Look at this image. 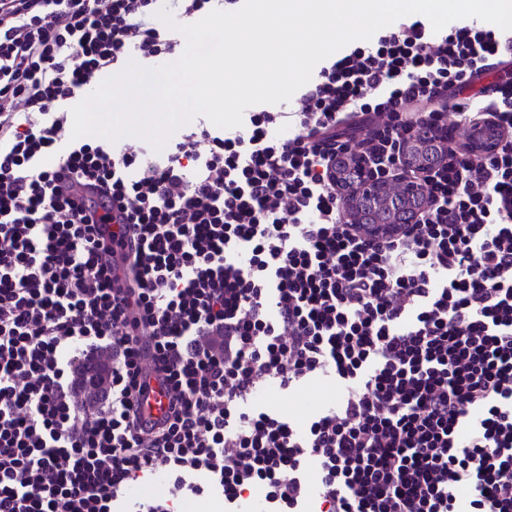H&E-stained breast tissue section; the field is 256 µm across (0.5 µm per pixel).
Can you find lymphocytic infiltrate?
Returning <instances> with one entry per match:
<instances>
[{"label": "lymphocytic infiltrate", "mask_w": 512, "mask_h": 512, "mask_svg": "<svg viewBox=\"0 0 512 512\" xmlns=\"http://www.w3.org/2000/svg\"><path fill=\"white\" fill-rule=\"evenodd\" d=\"M155 3L0 0V512H126L158 471L170 494L137 512H238L258 487L266 512H512V79L466 94L512 32L400 21L294 109L198 122L159 162L63 145L81 88L178 47ZM449 113L491 121L495 148L411 167L406 140ZM343 157L418 181L415 223L344 222ZM150 371L168 408L146 424ZM316 376L338 398L304 427L244 404Z\"/></svg>", "instance_id": "f902f5d3"}]
</instances>
